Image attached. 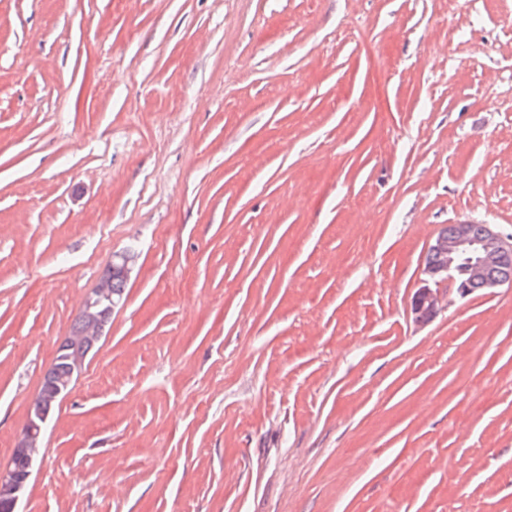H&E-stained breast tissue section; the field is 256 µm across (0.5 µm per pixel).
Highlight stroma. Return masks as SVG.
<instances>
[{
    "instance_id": "35a3bbf8",
    "label": "stroma",
    "mask_w": 512,
    "mask_h": 512,
    "mask_svg": "<svg viewBox=\"0 0 512 512\" xmlns=\"http://www.w3.org/2000/svg\"><path fill=\"white\" fill-rule=\"evenodd\" d=\"M512 0H0V469L113 253L24 512H512ZM442 236L448 238H439ZM436 239L429 247L437 256L430 249L426 255L424 274L428 278L427 284L416 291L411 302V311L417 322L426 321L421 317L422 312L430 313L433 318L448 305L447 289L438 288L448 280L454 283L461 296L470 294L469 283L473 281H483L487 289L512 288L511 281L500 280L512 279V250L504 255L495 269L489 271L506 251L512 249L511 236L502 235L488 224H472L471 227L469 222H460L454 224V228L453 224L442 228ZM437 258V263L429 266ZM134 261L135 256L130 252L112 255V264H107L105 271L100 277L101 280L111 281L112 294L109 290V284L103 282L98 288H95L85 296L80 308L86 325L83 336H99L103 320L112 314L119 305V303L114 302L112 299L116 301L124 300L127 280L119 272L113 270L112 267L117 268L128 279L132 272Z\"/></svg>"
}]
</instances>
